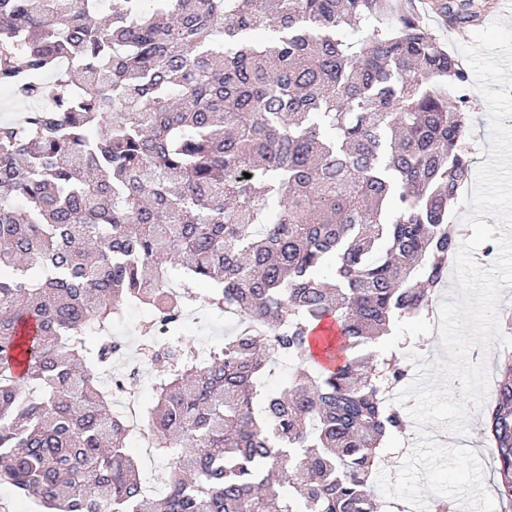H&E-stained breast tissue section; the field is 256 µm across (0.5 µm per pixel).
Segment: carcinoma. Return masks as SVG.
<instances>
[{"label":"carcinoma","instance_id":"carcinoma-1","mask_svg":"<svg viewBox=\"0 0 512 512\" xmlns=\"http://www.w3.org/2000/svg\"><path fill=\"white\" fill-rule=\"evenodd\" d=\"M467 82L412 0H0V86L25 104L0 121V484L45 512H380L405 370L370 342L429 312L462 244ZM175 278L243 324L204 361L151 347L155 499L98 370L122 303L176 326ZM327 318L334 369L310 349ZM280 357L307 363L257 390ZM495 370L509 505L512 350Z\"/></svg>","mask_w":512,"mask_h":512}]
</instances>
